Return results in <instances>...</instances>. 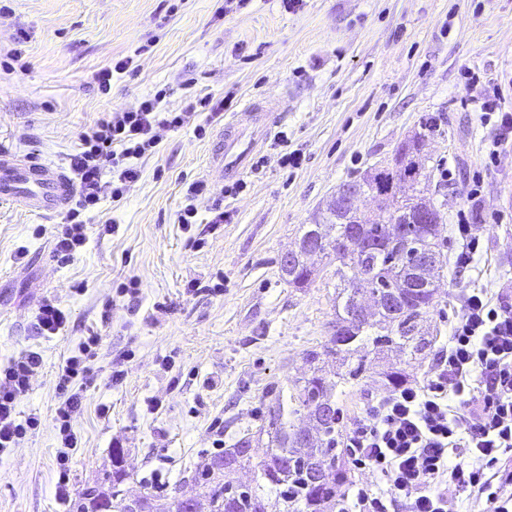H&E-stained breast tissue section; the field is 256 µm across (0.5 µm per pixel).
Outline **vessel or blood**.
I'll list each match as a JSON object with an SVG mask.
<instances>
[{
	"instance_id": "vessel-or-blood-1",
	"label": "vessel or blood",
	"mask_w": 512,
	"mask_h": 512,
	"mask_svg": "<svg viewBox=\"0 0 512 512\" xmlns=\"http://www.w3.org/2000/svg\"><path fill=\"white\" fill-rule=\"evenodd\" d=\"M280 109L277 103L250 101L234 113L212 154V169L217 178L238 174L245 168L250 155L249 149L240 148L238 138L232 135L233 130L258 118L270 117ZM0 198L42 214L60 212L71 201V184L60 168L48 167L32 158L19 165L11 154L4 152L0 153Z\"/></svg>"
}]
</instances>
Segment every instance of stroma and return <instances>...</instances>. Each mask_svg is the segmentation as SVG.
<instances>
[{
    "label": "stroma",
    "mask_w": 512,
    "mask_h": 512,
    "mask_svg": "<svg viewBox=\"0 0 512 512\" xmlns=\"http://www.w3.org/2000/svg\"><path fill=\"white\" fill-rule=\"evenodd\" d=\"M21 49L23 68L0 69V151L66 168L78 135L102 113L160 96L178 112L187 97L228 101L161 129L139 159V180L112 199L102 177L85 215L87 243L73 260L52 254L59 213L0 201V359L27 350L43 363L17 406L38 418L0 455V512H69L55 492L60 401L57 373L79 343L101 336L97 379L73 422L79 444L70 484L81 491L123 451L126 488L160 499L191 495L195 469L256 435L275 388L301 377L302 356L336 318V261L316 260L304 288L283 279L281 256L343 183L393 161L397 146L425 133L420 181L439 205L447 261L424 327L442 349L468 288L512 289V147L485 161L494 131L463 94L498 86L512 109V0H0V59ZM109 92L98 70L123 58ZM288 102L241 175L207 173L217 135L247 100ZM301 154L285 168L284 153ZM451 178H443V171ZM207 182L198 222L178 214L191 182ZM479 186L484 208L473 263L454 269L459 210ZM229 217L212 223V210ZM137 280V302L119 295ZM51 299L67 323L41 335L36 313ZM124 377L115 381L112 369Z\"/></svg>",
    "instance_id": "stroma-1"
}]
</instances>
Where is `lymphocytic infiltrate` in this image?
<instances>
[{
  "mask_svg": "<svg viewBox=\"0 0 512 512\" xmlns=\"http://www.w3.org/2000/svg\"><path fill=\"white\" fill-rule=\"evenodd\" d=\"M201 107L217 115L224 102L204 96L168 112L158 99H148L131 111L104 113L79 133V148L69 157L78 198L53 232L55 257L71 260L85 245L82 216L101 200L104 171L116 180L113 196L122 197L140 177L137 158L156 146L157 128H182ZM99 342L96 335L85 338L58 372L62 464L78 444L72 422L82 409L84 386L94 379ZM41 364L35 351L0 361L1 454L36 423L32 417L19 422L16 408ZM336 445L353 469L374 475L354 484L351 512H448L455 500L484 504L485 512H512V290L493 299L482 288L464 293L430 374L372 398L340 428Z\"/></svg>",
  "mask_w": 512,
  "mask_h": 512,
  "instance_id": "f902f5d3",
  "label": "lymphocytic infiltrate"
}]
</instances>
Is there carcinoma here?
<instances>
[{
  "mask_svg": "<svg viewBox=\"0 0 512 512\" xmlns=\"http://www.w3.org/2000/svg\"><path fill=\"white\" fill-rule=\"evenodd\" d=\"M422 134L396 149L394 167L377 166L362 183L384 201L387 220L403 228L401 241L389 243L387 225L361 214L340 216L327 208L298 239L297 248L322 240L320 257L338 261L336 320L320 346L306 351L307 371L290 393L280 390L267 412L268 437L263 448L242 438L233 447L213 455L195 471L197 497L209 512H267L266 499L275 497L281 512H336V485L346 470L336 453V389L355 386L367 372L368 355L398 351L407 361L432 347L433 339L418 325L436 305L435 277L422 269L421 259L440 261L442 217L433 212L428 224L418 223L415 210L422 161ZM405 182L414 194L394 201L392 189ZM314 267L301 261L286 281L297 288L312 280ZM341 361L342 369L328 373L324 364ZM253 470L241 483L236 475ZM126 480L122 468L78 493L70 512H191L176 498L160 502L149 493L135 500L122 498Z\"/></svg>",
  "mask_w": 512,
  "mask_h": 512,
  "instance_id": "carcinoma-1",
  "label": "carcinoma"
}]
</instances>
